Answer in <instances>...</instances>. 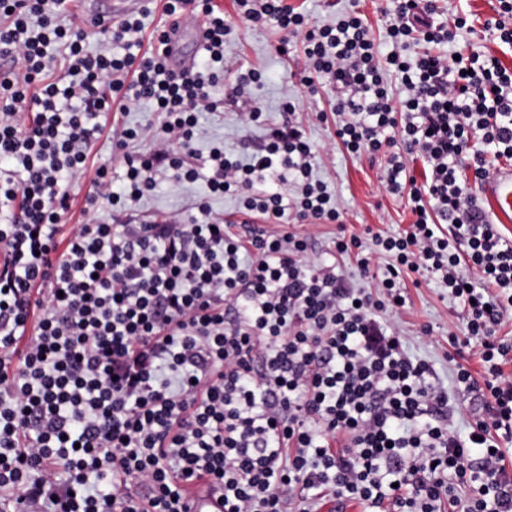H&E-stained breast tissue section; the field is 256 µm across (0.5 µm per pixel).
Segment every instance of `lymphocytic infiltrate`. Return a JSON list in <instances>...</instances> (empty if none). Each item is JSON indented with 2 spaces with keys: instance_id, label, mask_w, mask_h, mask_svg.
<instances>
[{
  "instance_id": "obj_1",
  "label": "lymphocytic infiltrate",
  "mask_w": 512,
  "mask_h": 512,
  "mask_svg": "<svg viewBox=\"0 0 512 512\" xmlns=\"http://www.w3.org/2000/svg\"><path fill=\"white\" fill-rule=\"evenodd\" d=\"M67 4L0 0V59L11 64L0 77V512H189L196 487L218 491L224 512H512V470L496 446L512 442V338L500 333L512 239L469 186L491 160L512 162V70L493 55L416 50L454 42L467 18L441 21L438 0H391L384 55L357 10L320 24L288 0H235L238 16L279 33L280 52L301 42L300 85L336 91L332 141L384 157L386 190L415 217L402 233L336 238L335 252L357 254L368 285L356 288L286 227L342 217L289 118L245 160L209 152V191L243 195L278 232L239 237L204 204L125 221L158 174L196 180L199 117L224 106L211 90L228 25L212 0H165L168 16L203 18L207 56L180 72L162 30L141 54L88 51L85 29L60 22ZM60 53L67 66L49 78ZM141 100L159 126L99 124ZM103 135L111 158L89 168ZM143 139L152 149L132 152ZM85 172L83 220L70 224V183ZM378 256L389 263L376 271ZM410 274L458 303L455 350L479 348L481 376L456 367L457 388L482 401L466 433L392 323Z\"/></svg>"
}]
</instances>
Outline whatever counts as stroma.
<instances>
[{"instance_id":"35a3bbf8","label":"stroma","mask_w":512,"mask_h":512,"mask_svg":"<svg viewBox=\"0 0 512 512\" xmlns=\"http://www.w3.org/2000/svg\"><path fill=\"white\" fill-rule=\"evenodd\" d=\"M215 2L231 22L225 44L224 80L213 90L215 97L223 100L224 111L200 116L202 134L194 144L193 159L199 171L198 179L177 185L165 175H158L155 190L138 204L142 219L163 221L170 214L190 211L198 200L204 198L213 215L227 223L232 233L243 235L249 227L262 226L260 217L245 216L240 196L209 194L207 158L210 149L216 145L223 146L226 153L236 157H247L263 143L268 124L282 123L281 104L285 98L291 97L296 104V119L302 121L309 139L319 152L315 174L335 193L347 229L358 234L368 226L395 233L408 229L413 216L404 199L390 195L383 187L378 163L365 157L351 158L342 146H329L328 126L316 118L317 113H327L332 108L329 88H322L312 96L291 82L290 73L304 66L301 46H291L288 56L279 55L275 50L278 36L274 30L239 19L233 0ZM240 67L260 70L266 76L260 99L267 114V124L245 128L238 122L237 114L244 104L230 100L229 93L236 83V70ZM407 295L409 303L400 320L406 347L413 357L430 361L437 382L453 390L456 404L454 424L459 431H467L479 414L481 403L472 395L455 389V365L448 360L451 351L448 334L461 327L458 308L449 298L447 289L433 280L408 288ZM424 324L432 326V335H419L418 330Z\"/></svg>"}]
</instances>
